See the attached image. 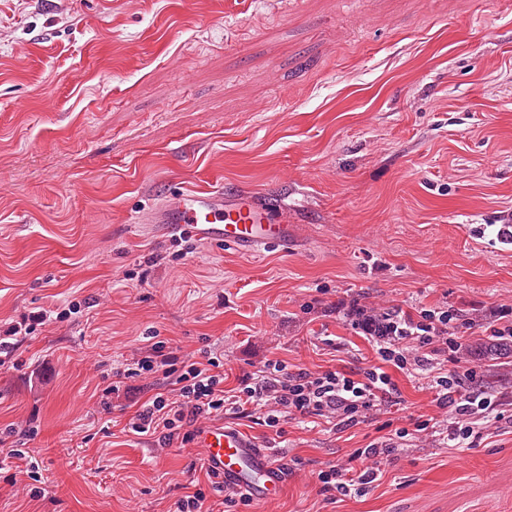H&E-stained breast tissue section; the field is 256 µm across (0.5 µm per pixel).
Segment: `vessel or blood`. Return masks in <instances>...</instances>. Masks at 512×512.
<instances>
[{
  "mask_svg": "<svg viewBox=\"0 0 512 512\" xmlns=\"http://www.w3.org/2000/svg\"><path fill=\"white\" fill-rule=\"evenodd\" d=\"M287 212L284 202L263 201L246 191L228 195L223 186L216 185L167 195L150 220L188 228L250 253L271 244L287 245ZM198 444L204 450V466L227 486L247 492L259 502L281 491V472L243 432L221 426L207 428L200 433Z\"/></svg>",
  "mask_w": 512,
  "mask_h": 512,
  "instance_id": "vessel-or-blood-1",
  "label": "vessel or blood"
}]
</instances>
